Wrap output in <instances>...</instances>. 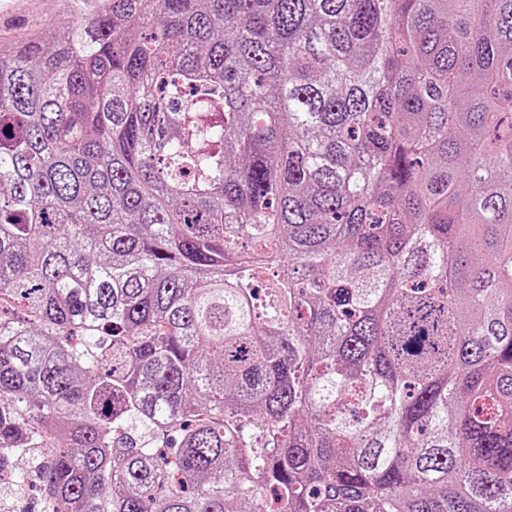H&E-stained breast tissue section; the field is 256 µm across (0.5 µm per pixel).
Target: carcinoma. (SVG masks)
I'll list each match as a JSON object with an SVG mask.
<instances>
[{
    "instance_id": "1",
    "label": "carcinoma",
    "mask_w": 512,
    "mask_h": 512,
    "mask_svg": "<svg viewBox=\"0 0 512 512\" xmlns=\"http://www.w3.org/2000/svg\"><path fill=\"white\" fill-rule=\"evenodd\" d=\"M93 2L0 44V466L512 512V0Z\"/></svg>"
}]
</instances>
